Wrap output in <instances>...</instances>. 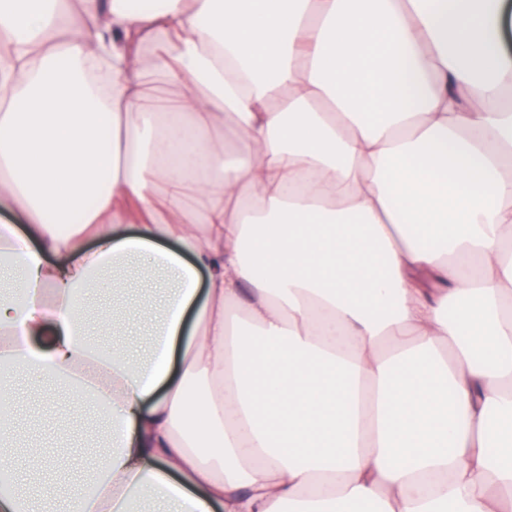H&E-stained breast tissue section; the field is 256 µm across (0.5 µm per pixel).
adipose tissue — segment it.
<instances>
[{
    "mask_svg": "<svg viewBox=\"0 0 512 512\" xmlns=\"http://www.w3.org/2000/svg\"><path fill=\"white\" fill-rule=\"evenodd\" d=\"M511 22L0 0V512H512ZM131 263L141 356L84 331ZM31 373L108 424L80 482L15 422Z\"/></svg>",
    "mask_w": 512,
    "mask_h": 512,
    "instance_id": "obj_1",
    "label": "adipose tissue"
}]
</instances>
